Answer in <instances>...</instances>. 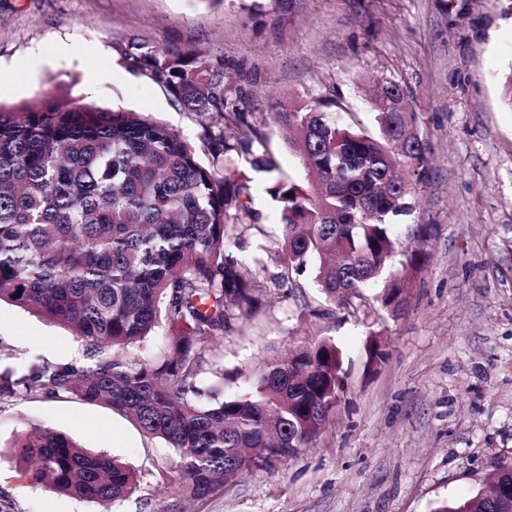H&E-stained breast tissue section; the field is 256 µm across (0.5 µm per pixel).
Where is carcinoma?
Returning a JSON list of instances; mask_svg holds the SVG:
<instances>
[{"label": "carcinoma", "mask_w": 512, "mask_h": 512, "mask_svg": "<svg viewBox=\"0 0 512 512\" xmlns=\"http://www.w3.org/2000/svg\"><path fill=\"white\" fill-rule=\"evenodd\" d=\"M131 49L133 65L201 120L210 164L138 112L61 98L0 106V301L72 328L85 346L82 362L10 372L0 399L75 397L118 409L179 454L175 481L201 498L225 475L263 470L316 438L342 387L343 352L320 339L221 394L224 368L209 347L231 312L260 299L258 260L224 257L229 232L258 221L250 177L227 164L243 157L274 171L260 152L265 118L230 100L223 64ZM370 96L379 110L374 135L339 122L337 98L271 113L311 181L271 177L283 234L262 250L277 254L289 281L319 261L316 282L328 301L346 306L375 288L374 301L396 312L428 242L425 225L403 238L395 232L414 209L426 147L399 84L377 83ZM163 322L171 334L147 361L140 344ZM205 373L215 378L210 390L200 385ZM13 448L30 484L70 497L108 506L140 482L134 469L49 427ZM491 483L512 501V461L494 462ZM495 510L480 490L435 512Z\"/></svg>", "instance_id": "1"}]
</instances>
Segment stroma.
Segmentation results:
<instances>
[{"instance_id":"35a3bbf8","label":"stroma","mask_w":512,"mask_h":512,"mask_svg":"<svg viewBox=\"0 0 512 512\" xmlns=\"http://www.w3.org/2000/svg\"><path fill=\"white\" fill-rule=\"evenodd\" d=\"M194 52L224 63L230 98L267 115L272 104L341 99V122L374 133L365 85L400 84L417 115L427 170L400 234L429 227L427 262L400 312L352 313L326 301L307 273L282 283L281 238L268 176L252 174L256 224L238 226L226 256L260 258V306L234 314L212 353L225 392L274 354L333 339L343 350V387L313 442L268 470L240 473L210 495L186 498L173 480L179 456L120 411L70 398L0 400V512H433L476 494L495 459H512V110L501 84L512 71V0H0V106L57 97L121 107L160 120L191 143L197 118L126 59L131 45ZM70 48L56 54L58 45ZM51 63L35 78L20 64ZM90 69L112 79L94 94ZM265 154L298 184L307 170L267 124ZM385 357L373 363L366 344ZM71 330L0 303V373L81 360ZM50 427L140 475L126 500L103 506L23 478L17 436Z\"/></svg>"}]
</instances>
